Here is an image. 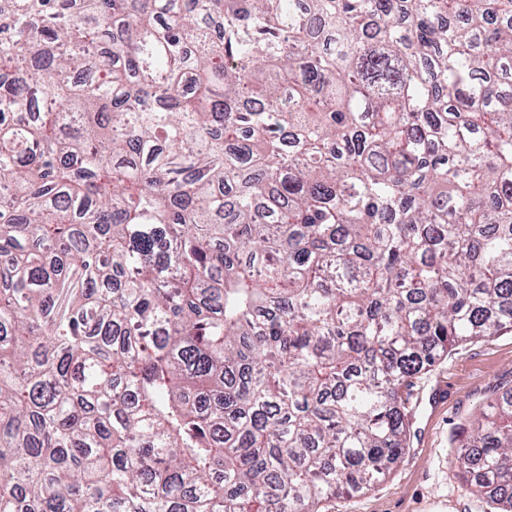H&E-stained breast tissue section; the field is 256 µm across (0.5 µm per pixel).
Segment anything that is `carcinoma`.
<instances>
[{
  "label": "carcinoma",
  "mask_w": 512,
  "mask_h": 512,
  "mask_svg": "<svg viewBox=\"0 0 512 512\" xmlns=\"http://www.w3.org/2000/svg\"><path fill=\"white\" fill-rule=\"evenodd\" d=\"M506 328L512 0H0V512H322Z\"/></svg>",
  "instance_id": "1"
}]
</instances>
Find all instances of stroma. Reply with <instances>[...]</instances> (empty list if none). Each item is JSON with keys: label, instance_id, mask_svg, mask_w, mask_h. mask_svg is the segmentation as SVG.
<instances>
[{"label": "stroma", "instance_id": "1", "mask_svg": "<svg viewBox=\"0 0 512 512\" xmlns=\"http://www.w3.org/2000/svg\"><path fill=\"white\" fill-rule=\"evenodd\" d=\"M512 385V331L457 347L402 393L408 446L373 488L339 494L324 512H492L452 464L469 420Z\"/></svg>", "mask_w": 512, "mask_h": 512}]
</instances>
